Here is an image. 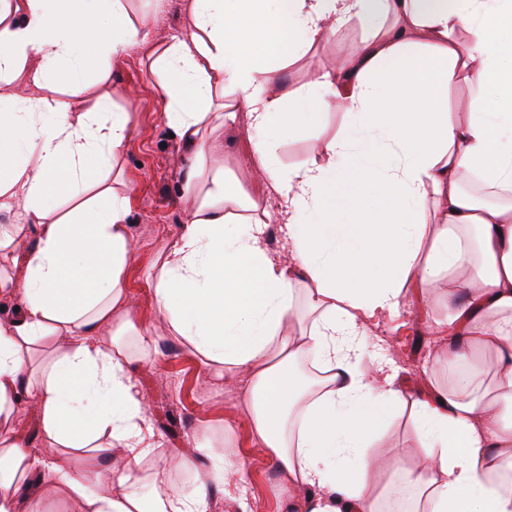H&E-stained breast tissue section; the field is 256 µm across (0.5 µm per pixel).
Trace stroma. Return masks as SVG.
Instances as JSON below:
<instances>
[{
	"instance_id": "stroma-1",
	"label": "stroma",
	"mask_w": 512,
	"mask_h": 512,
	"mask_svg": "<svg viewBox=\"0 0 512 512\" xmlns=\"http://www.w3.org/2000/svg\"><path fill=\"white\" fill-rule=\"evenodd\" d=\"M368 34L365 23L353 21L316 46L308 59L288 65L280 74L293 87H309L318 67L356 55ZM147 64L141 48L130 50L112 65V83L118 88L115 105L130 112L134 124L115 162L123 183L131 188L128 224L135 255L124 272L130 318L135 326L153 328L157 336L156 351L136 358L130 368L161 443L157 456L143 462L142 468L148 472L171 455H183L193 465L170 468L169 486L190 493L199 482H206L212 512H286L288 496L277 481L275 458L252 435L244 404L245 383L227 386L204 370L192 348L168 335L149 290L158 254L179 237L185 222L187 204L181 195L179 167L187 155L165 125ZM349 122L345 109L325 110L317 126L299 127L291 138L275 143L273 153L282 166L301 165L311 157L318 136L344 133ZM247 149L244 135L229 130L213 142L208 162L224 167L231 187L250 195L254 182ZM366 329L371 343L389 345L405 392L425 389L426 364H434L436 373L447 377V364L438 360L444 339L435 334L427 318L411 311L393 318L373 317L367 319ZM227 442L246 464L247 493L241 507L227 497L223 482L210 476L214 462L208 449Z\"/></svg>"
}]
</instances>
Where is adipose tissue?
<instances>
[{
  "mask_svg": "<svg viewBox=\"0 0 512 512\" xmlns=\"http://www.w3.org/2000/svg\"><path fill=\"white\" fill-rule=\"evenodd\" d=\"M182 13L156 42L153 17L126 21L122 0H0V209L16 218L0 229V260L22 272H0V296L18 300L0 320V512H42L53 495L80 512H209L204 487L172 492L166 468L142 472L156 440L128 347L147 353L156 339L112 318L129 309L133 248L129 193L109 175L133 126L110 85L134 45L191 156L185 224L150 283L156 307L209 372L247 383L252 434L299 494L295 512H512V38L501 36L512 0H182ZM354 19L369 26L355 57L318 69L313 89L276 88L277 62ZM455 77L478 89L458 116ZM63 83L71 98L58 97ZM335 105L348 134L282 167L271 141ZM233 127L248 134L252 197L207 164ZM347 175L359 194L338 192ZM272 197L287 262L266 246ZM308 212L316 223H302ZM413 289L448 339L447 380L428 375L415 396L363 324L399 315ZM29 401L42 455L11 426ZM402 413L410 465L390 444ZM97 456L111 466H71ZM37 471L38 498L21 497Z\"/></svg>",
  "mask_w": 512,
  "mask_h": 512,
  "instance_id": "adipose-tissue-1",
  "label": "adipose tissue"
}]
</instances>
